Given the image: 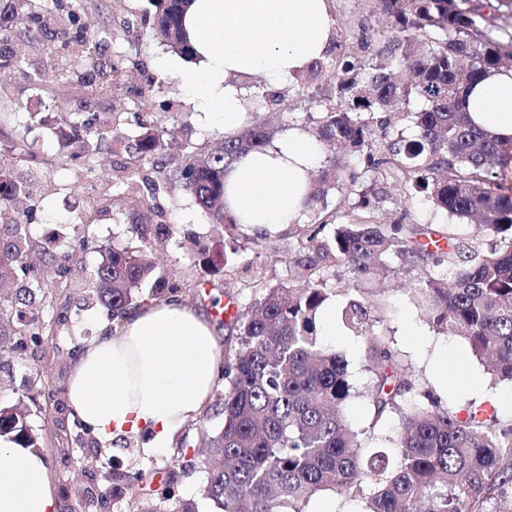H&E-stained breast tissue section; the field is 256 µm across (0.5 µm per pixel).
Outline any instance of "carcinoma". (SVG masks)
I'll return each instance as SVG.
<instances>
[{
  "instance_id": "cac0c4a2",
  "label": "carcinoma",
  "mask_w": 512,
  "mask_h": 512,
  "mask_svg": "<svg viewBox=\"0 0 512 512\" xmlns=\"http://www.w3.org/2000/svg\"><path fill=\"white\" fill-rule=\"evenodd\" d=\"M376 2L392 22L391 51L369 66L365 85L352 74L354 62L343 61L336 78L348 97L323 113L315 136L409 184L434 207L476 224L480 237L367 218L338 224L324 238L327 218L303 230L309 247L297 264L308 271L305 284L262 282L259 296L233 317L237 344L225 352L224 388L215 400L216 414L222 416L219 428L200 429L201 447L191 455L181 441L180 463L164 467L160 490H151L141 470L113 467L108 471L112 488L86 483L81 499L66 512L87 507L112 512L115 493L128 496L136 512H199L176 491V467L198 464L207 471L203 496L215 512H303L322 491L363 500L366 512H484L492 487L512 485V427L496 428L493 406L465 403L450 409L430 391L417 390L410 367L386 336L374 332L376 319L366 297L372 277L391 273L390 260L422 269L410 293L428 322L488 359L494 379L512 382V194L501 192L498 183V170L512 162V141L473 125L465 106L467 92L512 58V0L495 5L490 0ZM188 4L152 0L146 34L190 60L182 28ZM20 17L33 24L30 34L59 35L62 46L75 44L61 66L35 74L38 83L79 72L96 94L118 71V64L106 68L100 61L112 33L75 27V9L61 0H0V68L25 71L12 36ZM412 97L426 104L409 115L414 138L390 135L388 120L378 113ZM275 122L270 114L205 151L189 142L167 141L154 126L141 125L128 146L132 163L123 167L126 175L115 185L117 195L139 201L128 232L141 249L105 250L75 289L80 294L76 310L63 307L48 320L45 282L67 276V259L39 249L29 232V216L7 212L27 182L0 168V300L11 307L7 332L18 358L26 356L29 339L62 330L73 334L81 313L99 304L119 321L132 308L180 292L167 272L143 255L172 237L173 227L152 222L153 194L145 192L137 162L164 169L177 159L170 180L194 197L217 230L234 229L224 208V174L234 161L270 142ZM51 132L70 148L69 158L84 160L109 134L83 112L68 113ZM341 180L358 196V207L375 210L380 190L357 188L355 176L334 160L313 181L308 209L318 210ZM196 247L213 272L224 268L226 251L204 241ZM37 250L41 268L33 274L28 256ZM331 266L344 269L348 279L329 283L322 271ZM335 293L348 296L340 319L363 339L372 374L367 391L371 420L360 430L342 413L353 391L345 361L322 345L317 332L316 313ZM415 390V403L401 407L405 394ZM393 414L400 415L395 448L366 446ZM27 417L21 402L0 408V436L26 448L40 447Z\"/></svg>"
}]
</instances>
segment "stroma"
Masks as SVG:
<instances>
[{
  "mask_svg": "<svg viewBox=\"0 0 512 512\" xmlns=\"http://www.w3.org/2000/svg\"><path fill=\"white\" fill-rule=\"evenodd\" d=\"M152 13L150 0H82V24L113 32L110 53L122 72L109 94H90L87 88L69 79L32 85L29 75L46 66L54 43L24 39L27 25L23 22L17 23L14 30L22 38L25 71L19 74L0 70V111L13 115L10 122L0 125V165L18 174H34L27 204L34 210L30 231L35 241L53 254L69 256L71 264L88 269L99 262L105 249L139 246L127 230L128 216L137 209L135 202L110 196L108 185L119 175V167L127 158L128 140L137 131L140 117L153 116L159 133L166 137L174 133L177 125H186L192 142L201 146L218 143L224 135L222 127L206 122L203 114L195 110L187 94L184 73L188 62L141 34L144 17ZM331 15L335 38L322 60L320 74L306 72L277 87L261 75L245 81L244 108L251 120L273 112L277 115L278 132L291 128L312 132L322 112L341 100L334 78L339 64L349 58L366 65L385 52L392 33L375 0H331ZM57 100L103 117L119 112L117 130L93 157L94 173H87L81 162L63 158L47 128L27 127L29 114L52 111ZM18 138L31 144L32 158L25 160L12 152V143ZM151 177L158 186L156 202L163 221L174 227L171 240L156 253L155 260L181 285L186 304L207 312L211 309L210 297L221 296L240 306L255 297L258 282H285L300 276L295 258L302 244L296 237L284 233L259 240L239 228L232 232L234 247L228 252V264L222 272H212L195 257L191 247L196 239L217 238V231L190 194L175 188L164 173L155 171ZM385 191V199L373 214L374 222L423 224L441 231L453 223L451 216L433 209L423 198L410 196L403 185L391 181ZM456 226L461 231L466 228L462 222ZM411 279V273L402 270L381 279L377 293L370 298L376 316L375 332L390 339L411 366L417 383L448 406L474 400L475 395L460 376L445 375L441 367L447 360L468 364L479 373L487 393L507 402V409L499 411L498 417L501 425L511 424L512 383L493 381L485 359L476 357L463 341L448 339L432 328L411 299ZM114 326L110 312L100 305L84 313L75 337H49L41 347L29 348L22 364L8 358L1 361L0 369L10 376L11 384L0 390V404L8 406L25 398L35 373L40 376L36 381L39 400L47 402L49 395L67 382L57 350L84 347ZM323 342L347 365L355 393L347 400L343 413L354 428H362L368 420L366 390L370 381L363 341L340 326L335 335L324 337ZM28 423L33 432L45 435L41 453L51 472L56 504L61 508L73 503L76 486L102 481L108 466L146 471L163 467L176 454L172 448L153 452L143 433L130 439L119 452L108 443L68 452L45 414L31 413Z\"/></svg>",
  "mask_w": 512,
  "mask_h": 512,
  "instance_id": "obj_1",
  "label": "stroma"
}]
</instances>
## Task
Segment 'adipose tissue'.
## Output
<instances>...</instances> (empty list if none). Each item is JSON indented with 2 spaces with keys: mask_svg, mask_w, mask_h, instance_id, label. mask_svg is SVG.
<instances>
[{
  "mask_svg": "<svg viewBox=\"0 0 512 512\" xmlns=\"http://www.w3.org/2000/svg\"><path fill=\"white\" fill-rule=\"evenodd\" d=\"M183 28L193 49L185 83L194 107L228 136L248 118L242 80L283 84L322 58L334 36L329 0H191ZM466 108L476 125L512 140V69L474 86ZM322 159V145L299 129L241 157L224 176L229 213L259 238L301 223ZM223 349L208 317L183 302L129 310L118 335L97 336L76 354L66 385L70 415L100 442L146 431L153 448H168L211 403ZM55 509L42 454L0 441V512Z\"/></svg>",
  "mask_w": 512,
  "mask_h": 512,
  "instance_id": "adipose-tissue-1",
  "label": "adipose tissue"
}]
</instances>
